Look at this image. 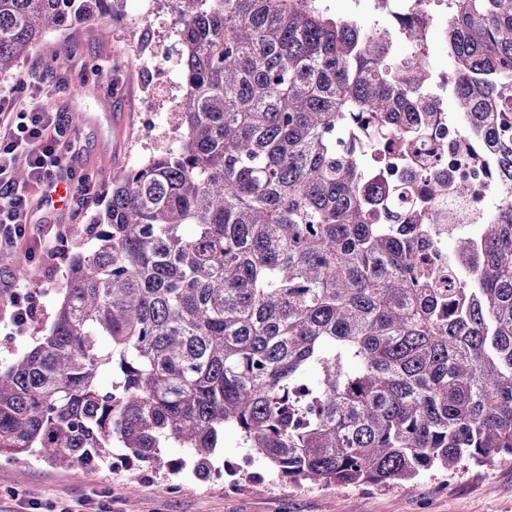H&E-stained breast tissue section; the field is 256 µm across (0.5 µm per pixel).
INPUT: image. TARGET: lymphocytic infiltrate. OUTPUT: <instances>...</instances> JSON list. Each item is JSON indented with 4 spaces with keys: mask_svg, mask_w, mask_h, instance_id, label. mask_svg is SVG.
<instances>
[{
    "mask_svg": "<svg viewBox=\"0 0 512 512\" xmlns=\"http://www.w3.org/2000/svg\"><path fill=\"white\" fill-rule=\"evenodd\" d=\"M64 133L59 113L45 108L19 111L11 98L0 94V252L31 239L43 252L51 253L65 241L64 233L50 225L32 228L29 190L40 189L59 178L73 183L77 189L76 204L83 206L95 198L93 186L63 165ZM20 162L28 171L27 187L23 190L14 178Z\"/></svg>",
    "mask_w": 512,
    "mask_h": 512,
    "instance_id": "lymphocytic-infiltrate-1",
    "label": "lymphocytic infiltrate"
}]
</instances>
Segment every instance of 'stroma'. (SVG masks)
I'll list each match as a JSON object with an SVG mask.
<instances>
[{"instance_id":"35a3bbf8","label":"stroma","mask_w":512,"mask_h":512,"mask_svg":"<svg viewBox=\"0 0 512 512\" xmlns=\"http://www.w3.org/2000/svg\"><path fill=\"white\" fill-rule=\"evenodd\" d=\"M110 35L100 39L99 27ZM179 26L172 0H121L111 14L43 34L17 71L0 76V90L30 103L39 86L63 83V92L45 99V107L65 117L66 138L74 144L70 165L93 185L97 196L83 211L73 203L32 200L31 221L57 225L68 237L63 254L47 257L20 247L37 277L26 284L43 306L39 318L18 329L12 309L0 299V363L20 356L49 328L69 256L92 246L87 229L111 195L101 171L124 172L144 161L155 146H173L178 133L162 123L146 131L149 112H162L161 102L147 95V86L167 78L181 79V45L163 38V29ZM165 40L167 59L146 64L142 47ZM16 256L0 260V271L13 275ZM248 456L237 435L224 437L209 480L194 478L190 468L176 473L105 466L67 469L23 456L0 463V512H27L38 503L43 512L82 501L84 512H512V459L484 466L470 462L451 470L435 469L416 479L386 487L342 488L293 486L276 479L262 465L252 468L248 482L230 475L229 466H243Z\"/></svg>"}]
</instances>
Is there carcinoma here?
I'll return each instance as SVG.
<instances>
[{
  "mask_svg": "<svg viewBox=\"0 0 512 512\" xmlns=\"http://www.w3.org/2000/svg\"><path fill=\"white\" fill-rule=\"evenodd\" d=\"M101 3L0 0V75ZM174 10L179 146L112 176L49 334L0 366V454L201 476L232 431L278 480L334 487L512 458V207L441 267L338 137L412 160L426 69L317 0ZM443 36L467 135L512 178V0H453Z\"/></svg>",
  "mask_w": 512,
  "mask_h": 512,
  "instance_id": "cac0c4a2",
  "label": "carcinoma"
}]
</instances>
